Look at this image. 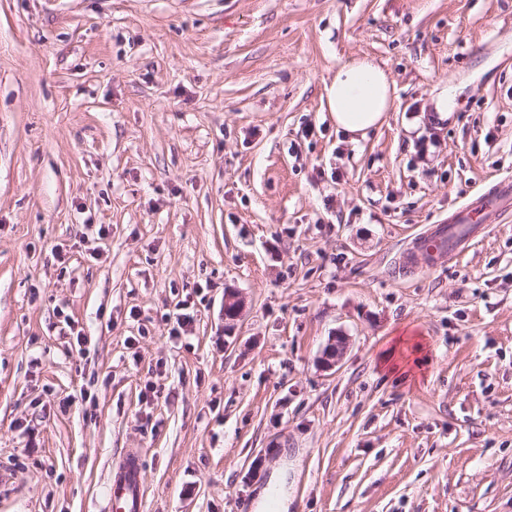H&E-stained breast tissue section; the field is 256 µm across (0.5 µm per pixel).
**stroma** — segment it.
Instances as JSON below:
<instances>
[{
  "label": "stroma",
  "instance_id": "obj_1",
  "mask_svg": "<svg viewBox=\"0 0 512 512\" xmlns=\"http://www.w3.org/2000/svg\"><path fill=\"white\" fill-rule=\"evenodd\" d=\"M506 175L512 0H0V512H512V213L397 264ZM394 86L389 71L368 56L340 62L326 86L336 128L352 141L380 128L393 108ZM110 512H143L144 490L141 480V456L128 450L113 466L107 484Z\"/></svg>",
  "mask_w": 512,
  "mask_h": 512
}]
</instances>
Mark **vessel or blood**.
<instances>
[{
	"label": "vessel or blood",
	"instance_id": "obj_1",
	"mask_svg": "<svg viewBox=\"0 0 512 512\" xmlns=\"http://www.w3.org/2000/svg\"><path fill=\"white\" fill-rule=\"evenodd\" d=\"M512 207V180L504 178L489 190L453 211L446 221L426 227L414 236L401 253L400 266H412L417 255L428 260L463 254L472 241L498 216ZM110 512H144L141 456L127 451L113 466L107 484Z\"/></svg>",
	"mask_w": 512,
	"mask_h": 512
}]
</instances>
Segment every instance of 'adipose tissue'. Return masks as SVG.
<instances>
[{
  "mask_svg": "<svg viewBox=\"0 0 512 512\" xmlns=\"http://www.w3.org/2000/svg\"><path fill=\"white\" fill-rule=\"evenodd\" d=\"M326 93L337 129L354 140L381 127L394 104L389 71L367 56L340 62Z\"/></svg>",
  "mask_w": 512,
  "mask_h": 512,
  "instance_id": "adipose-tissue-1",
  "label": "adipose tissue"
}]
</instances>
